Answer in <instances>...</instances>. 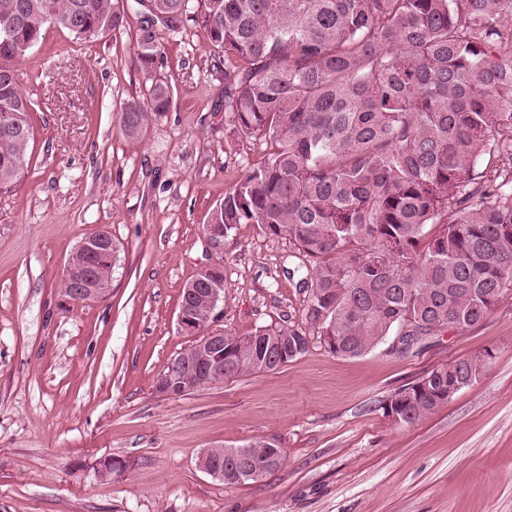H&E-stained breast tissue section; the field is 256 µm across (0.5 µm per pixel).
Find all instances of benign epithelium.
<instances>
[{
    "instance_id": "7a95c632",
    "label": "benign epithelium",
    "mask_w": 512,
    "mask_h": 512,
    "mask_svg": "<svg viewBox=\"0 0 512 512\" xmlns=\"http://www.w3.org/2000/svg\"><path fill=\"white\" fill-rule=\"evenodd\" d=\"M115 242L109 232L99 230L82 238L74 248L73 255L87 259L84 274L77 279L76 288L71 290V300L91 301L106 297L110 291L112 279L101 275V270L112 268V246ZM209 319L206 322L196 321L191 315V309L182 308L178 314L179 326L188 332L204 335L202 347L215 348L221 345L223 334L209 331L211 325L220 315L219 305L224 300L222 286L213 285L208 290ZM216 370L206 363L197 367L188 355L172 359L156 376L155 392L162 397H179L189 392L195 384L211 378ZM277 456L272 455L263 465L251 458V452L244 448H224V465L212 468L202 466L211 476L226 475L239 481L248 478H262L275 470Z\"/></svg>"
}]
</instances>
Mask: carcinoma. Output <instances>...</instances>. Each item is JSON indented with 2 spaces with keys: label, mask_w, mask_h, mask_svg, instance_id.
Returning a JSON list of instances; mask_svg holds the SVG:
<instances>
[{
  "label": "carcinoma",
  "mask_w": 512,
  "mask_h": 512,
  "mask_svg": "<svg viewBox=\"0 0 512 512\" xmlns=\"http://www.w3.org/2000/svg\"><path fill=\"white\" fill-rule=\"evenodd\" d=\"M135 64L151 77L118 113L126 136L169 111L156 23L184 17L224 49L230 135L266 156L210 211L204 233L259 224L292 240L310 290L306 319L345 358L396 334L426 336L482 321L512 283V0H134ZM120 0H0V191L28 172L36 103L19 83L51 27L96 43L122 30ZM188 304L205 317L207 285ZM336 337V347L324 337ZM306 328L224 334L237 374L304 354ZM471 379L466 360L438 366L384 401L413 424ZM246 447L264 456L278 438Z\"/></svg>",
  "instance_id": "carcinoma-1"
}]
</instances>
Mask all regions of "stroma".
Instances as JSON below:
<instances>
[{
  "mask_svg": "<svg viewBox=\"0 0 512 512\" xmlns=\"http://www.w3.org/2000/svg\"><path fill=\"white\" fill-rule=\"evenodd\" d=\"M141 16L84 44L50 29L18 66L34 115L28 172L0 192V512H512V288L480 323L408 351L388 336L356 358L319 342L287 366L220 379L177 398L157 373L197 337L177 324L181 291L224 270L213 331L240 336L304 321L309 293L288 239L239 225L223 252L210 209L260 160L224 110V51L192 22L161 27L167 114L138 139L118 114L147 75ZM120 248L109 296L67 299L60 281L88 233ZM485 357L470 385L401 425L382 405L440 365ZM277 436L286 462L227 485L198 466L216 445ZM113 460L124 470L105 473Z\"/></svg>",
  "mask_w": 512,
  "mask_h": 512,
  "instance_id": "obj_1",
  "label": "stroma"
}]
</instances>
